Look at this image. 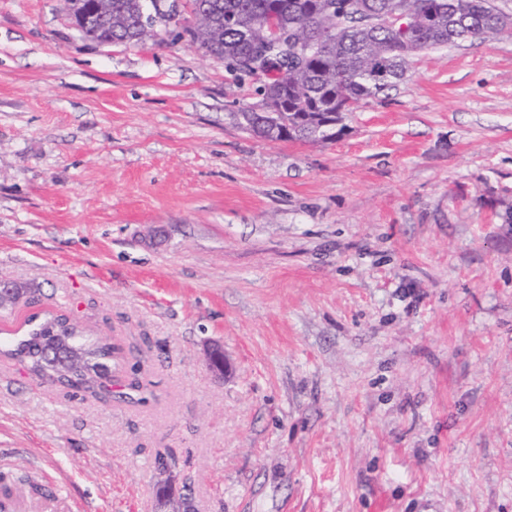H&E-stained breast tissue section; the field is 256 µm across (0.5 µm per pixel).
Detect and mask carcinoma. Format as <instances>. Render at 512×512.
<instances>
[{"label": "carcinoma", "mask_w": 512, "mask_h": 512, "mask_svg": "<svg viewBox=\"0 0 512 512\" xmlns=\"http://www.w3.org/2000/svg\"><path fill=\"white\" fill-rule=\"evenodd\" d=\"M145 0H106L108 11L77 24L87 37L138 45ZM372 15H421L425 22L402 31L397 27H367L358 10ZM192 19L179 21L169 35L189 42L205 54L224 60L236 82L239 61L262 56L268 62L256 80L258 117L251 105L237 113L241 123L259 127L257 136L307 142L313 135L334 132L336 113L379 98L395 86L419 54L448 43L485 39L504 30L499 13L484 0H189ZM274 18L296 38H317L321 50L308 56L285 52L267 37L265 19ZM4 344L11 356L32 370L73 389L109 378L107 362L121 348L104 343L88 346L77 326L65 315L10 336Z\"/></svg>", "instance_id": "cac0c4a2"}]
</instances>
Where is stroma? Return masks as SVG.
Instances as JSON below:
<instances>
[{"mask_svg":"<svg viewBox=\"0 0 512 512\" xmlns=\"http://www.w3.org/2000/svg\"><path fill=\"white\" fill-rule=\"evenodd\" d=\"M0 0V279L145 402L0 355V462L73 512H512V28L430 50L325 143L164 24ZM222 346L226 376L206 365ZM146 0H108L107 12L90 14L88 28L78 21V16L84 9L83 0H62L64 9L74 17L76 27L87 37L96 41H112L139 45L145 39L140 38L143 27V4ZM112 17V18H111ZM112 20V22H111ZM91 33L93 36H91ZM161 476L156 482V487H161L164 485L172 486V494L174 501L167 503H159L158 496L156 494L157 499V510L156 512H184L182 501L179 499L180 494L177 490V474L173 470H167L160 474Z\"/></svg>","mask_w":512,"mask_h":512,"instance_id":"1","label":"stroma"}]
</instances>
